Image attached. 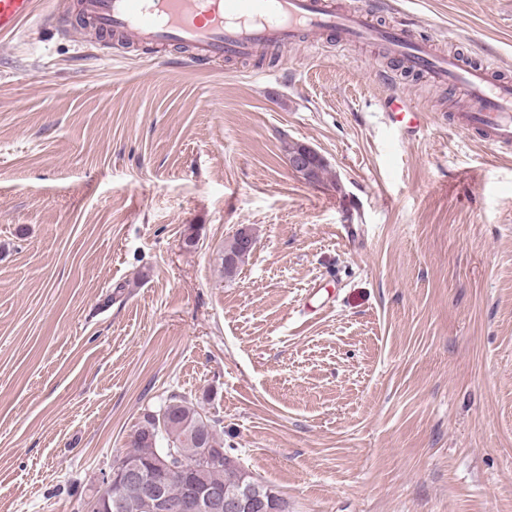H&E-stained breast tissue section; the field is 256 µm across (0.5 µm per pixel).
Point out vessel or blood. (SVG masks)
Here are the masks:
<instances>
[{
    "mask_svg": "<svg viewBox=\"0 0 512 512\" xmlns=\"http://www.w3.org/2000/svg\"><path fill=\"white\" fill-rule=\"evenodd\" d=\"M37 0H0V37L15 35L29 21ZM386 0H368L354 10L333 0H80L79 14L96 31L121 34L148 46L180 45L192 58L209 61L248 58L302 36L336 35L339 43L378 41L405 70L458 90L465 104L460 118L485 142L512 153V82L494 76L491 61L469 64L442 54L405 26L380 24ZM392 124L418 121L407 95L390 98Z\"/></svg>",
    "mask_w": 512,
    "mask_h": 512,
    "instance_id": "1",
    "label": "vessel or blood"
}]
</instances>
